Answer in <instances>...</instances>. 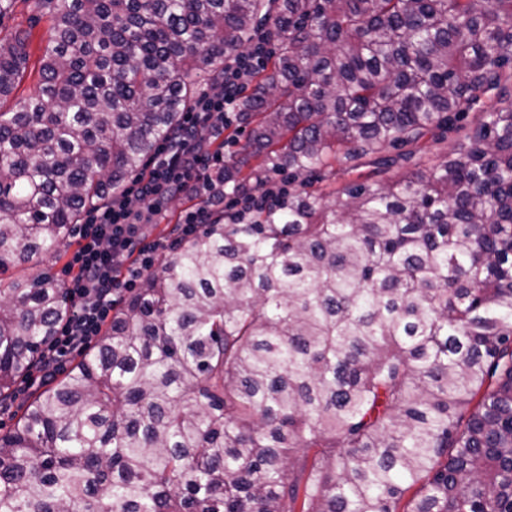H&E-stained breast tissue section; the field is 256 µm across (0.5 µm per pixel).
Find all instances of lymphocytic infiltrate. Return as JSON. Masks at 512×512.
I'll list each match as a JSON object with an SVG mask.
<instances>
[{
    "label": "lymphocytic infiltrate",
    "instance_id": "lymphocytic-infiltrate-1",
    "mask_svg": "<svg viewBox=\"0 0 512 512\" xmlns=\"http://www.w3.org/2000/svg\"><path fill=\"white\" fill-rule=\"evenodd\" d=\"M265 54L263 39L227 67L220 83L203 89L184 116L182 126L156 151L148 171L108 205L88 211L78 229L68 288L71 316L47 343L40 366L56 368L75 350L96 340L123 290L133 288L151 271L157 252L172 251L164 239H149V226L167 217L179 197L198 199L185 217L180 239H188L213 223L218 203L235 208L237 199L224 196V169L211 150L223 139L224 126L237 111L243 89Z\"/></svg>",
    "mask_w": 512,
    "mask_h": 512
}]
</instances>
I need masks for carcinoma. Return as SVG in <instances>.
<instances>
[{"instance_id":"cac0c4a2","label":"carcinoma","mask_w":512,"mask_h":512,"mask_svg":"<svg viewBox=\"0 0 512 512\" xmlns=\"http://www.w3.org/2000/svg\"><path fill=\"white\" fill-rule=\"evenodd\" d=\"M50 2L8 108L27 36L0 41V400L72 310L10 270L141 177L263 24L224 184L301 182L119 299L0 435V512H512V103L463 123L512 82V0ZM455 139L456 134L454 133L441 134L436 131L435 137L427 135L421 141V151L419 152V155L423 157V161L425 162L428 160H435L437 155H440L442 152L448 150V148L454 145ZM436 140H439L438 143ZM371 170L372 167L363 166L354 172L347 173L336 166L333 169V171H331V173L328 175L327 179L322 183H315L313 189H324L326 186H328L327 190H329L334 187L338 188L343 184L352 181L362 182L365 181L367 177L371 174Z\"/></svg>"}]
</instances>
